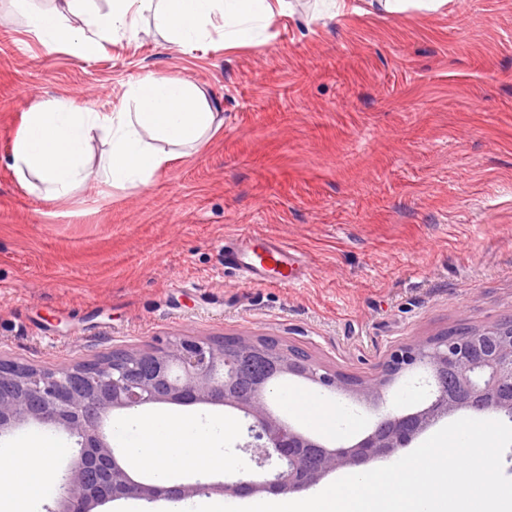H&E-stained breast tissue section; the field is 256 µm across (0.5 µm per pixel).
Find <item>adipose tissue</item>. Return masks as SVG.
Masks as SVG:
<instances>
[{
  "mask_svg": "<svg viewBox=\"0 0 512 512\" xmlns=\"http://www.w3.org/2000/svg\"><path fill=\"white\" fill-rule=\"evenodd\" d=\"M14 9L41 44L50 51L66 46L77 59L89 60L104 44L134 38L143 18L168 41L189 47L219 26L226 45L233 46L267 31L272 19L287 14L288 0H65V10L40 9L32 0H12ZM75 15L80 26L66 24ZM224 120L196 84L148 72L131 82L124 104L96 112L70 97L31 105L20 116L9 166L22 185L48 204L69 199L88 182L111 190L144 189L171 162L199 150L220 130ZM106 151L93 156L92 145ZM289 413L324 433L336 431V409L309 394L280 393ZM229 418L201 426L175 413H129L114 424L129 464L170 484L183 473L247 471L228 458L223 442L235 429ZM18 450H0V512H33V499L23 497L17 480L27 465L40 461L48 448L43 437L28 434Z\"/></svg>",
  "mask_w": 512,
  "mask_h": 512,
  "instance_id": "ef3b65f1",
  "label": "adipose tissue"
}]
</instances>
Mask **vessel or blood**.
Instances as JSON below:
<instances>
[{"instance_id":"b4317fda","label":"vessel or blood","mask_w":512,"mask_h":512,"mask_svg":"<svg viewBox=\"0 0 512 512\" xmlns=\"http://www.w3.org/2000/svg\"><path fill=\"white\" fill-rule=\"evenodd\" d=\"M224 264L256 280L264 279L266 271L274 270L280 275V284L291 286L296 281L293 254L285 246L269 241L259 246L249 242L225 246Z\"/></svg>"}]
</instances>
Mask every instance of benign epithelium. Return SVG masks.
I'll return each instance as SVG.
<instances>
[{"instance_id": "1", "label": "benign epithelium", "mask_w": 512, "mask_h": 512, "mask_svg": "<svg viewBox=\"0 0 512 512\" xmlns=\"http://www.w3.org/2000/svg\"><path fill=\"white\" fill-rule=\"evenodd\" d=\"M257 354L267 361L250 390L232 383ZM421 370L430 396L420 406L378 414L370 432L350 443L325 444L274 414V385L294 376L360 405L378 410L396 378ZM203 404L239 411L250 420L245 448L255 479L230 473L209 482L158 487L135 479L105 430L115 410L154 404ZM460 411L495 412L512 418V331L489 326L465 337L418 340L392 350L379 372L353 380L279 345L256 338L218 341L172 336L149 350L122 351L66 368L36 367L0 357V439L31 426L49 427L73 439L64 484L52 512H98L119 499H186L199 494L230 495L300 491L343 468L393 457L442 418Z\"/></svg>"}]
</instances>
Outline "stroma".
Wrapping results in <instances>:
<instances>
[{
  "instance_id": "stroma-1",
  "label": "stroma",
  "mask_w": 512,
  "mask_h": 512,
  "mask_svg": "<svg viewBox=\"0 0 512 512\" xmlns=\"http://www.w3.org/2000/svg\"><path fill=\"white\" fill-rule=\"evenodd\" d=\"M388 13L290 0L268 45L189 50L148 21L92 60L47 51L0 0V356L38 367L170 336H269L369 378L394 348L512 316V0ZM197 83L224 115L142 190L50 206L9 166L20 112H98L146 72ZM270 239L298 285L224 266Z\"/></svg>"
}]
</instances>
